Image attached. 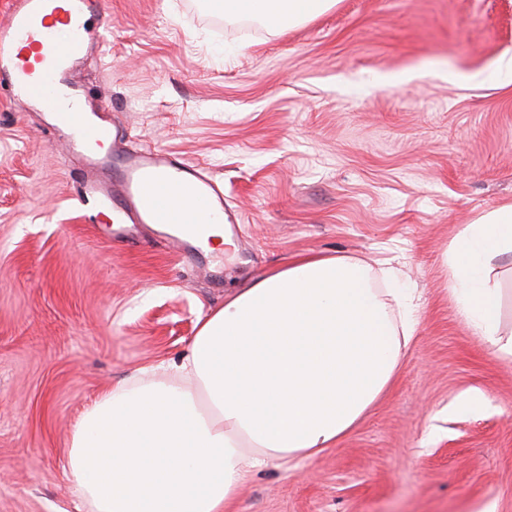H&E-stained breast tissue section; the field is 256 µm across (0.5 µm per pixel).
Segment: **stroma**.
I'll return each instance as SVG.
<instances>
[{"instance_id": "1", "label": "stroma", "mask_w": 512, "mask_h": 512, "mask_svg": "<svg viewBox=\"0 0 512 512\" xmlns=\"http://www.w3.org/2000/svg\"><path fill=\"white\" fill-rule=\"evenodd\" d=\"M82 79L125 129L204 167L241 222L190 263L113 242L77 159L0 95V512H72L85 411L180 361L206 315L306 254L390 261L419 325L391 388L330 448L269 465L230 512H512V364L468 331L444 253L512 203V0H336L273 30L206 0H102ZM485 407L449 412L466 392Z\"/></svg>"}]
</instances>
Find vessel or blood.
I'll return each mask as SVG.
<instances>
[{"instance_id": "obj_1", "label": "vessel or blood", "mask_w": 512, "mask_h": 512, "mask_svg": "<svg viewBox=\"0 0 512 512\" xmlns=\"http://www.w3.org/2000/svg\"><path fill=\"white\" fill-rule=\"evenodd\" d=\"M100 12V0H11L0 21V90L41 114L53 144L80 161L78 200L111 213L114 240L131 243L134 226L149 225L193 259L195 236L174 224L171 197L189 195L232 225L238 216L204 168L162 149L126 151L122 128L89 99L78 73L104 44Z\"/></svg>"}]
</instances>
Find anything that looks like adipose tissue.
I'll return each mask as SVG.
<instances>
[{
	"label": "adipose tissue",
	"mask_w": 512,
	"mask_h": 512,
	"mask_svg": "<svg viewBox=\"0 0 512 512\" xmlns=\"http://www.w3.org/2000/svg\"><path fill=\"white\" fill-rule=\"evenodd\" d=\"M335 0H221L225 19L280 28ZM512 252V204L465 225L446 253L455 305L473 336L512 362L494 263ZM385 288L377 290L374 278ZM395 269L341 255L289 260L207 316L174 370L122 382L84 413L67 471L91 512H224L274 461L346 436L396 377L417 326Z\"/></svg>",
	"instance_id": "ef3b65f1"
}]
</instances>
